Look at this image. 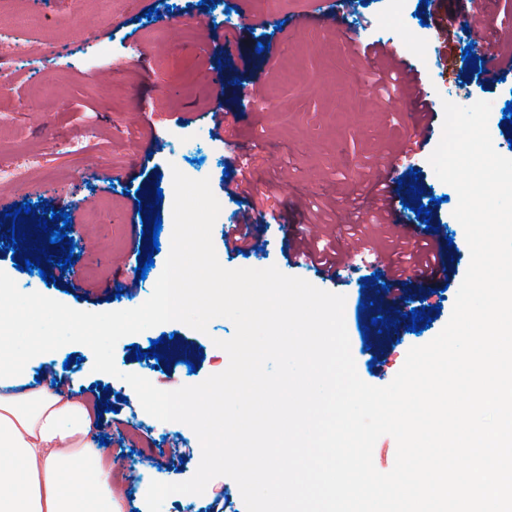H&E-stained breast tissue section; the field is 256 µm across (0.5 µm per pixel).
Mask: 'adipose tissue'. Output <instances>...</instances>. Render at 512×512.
<instances>
[{
	"instance_id": "adipose-tissue-1",
	"label": "adipose tissue",
	"mask_w": 512,
	"mask_h": 512,
	"mask_svg": "<svg viewBox=\"0 0 512 512\" xmlns=\"http://www.w3.org/2000/svg\"><path fill=\"white\" fill-rule=\"evenodd\" d=\"M0 331V512H124L77 390L24 386Z\"/></svg>"
}]
</instances>
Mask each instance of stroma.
Listing matches in <instances>:
<instances>
[{
  "instance_id": "stroma-1",
  "label": "stroma",
  "mask_w": 512,
  "mask_h": 512,
  "mask_svg": "<svg viewBox=\"0 0 512 512\" xmlns=\"http://www.w3.org/2000/svg\"><path fill=\"white\" fill-rule=\"evenodd\" d=\"M154 0H0V62L11 59L25 43L29 63L13 67L0 82V115L11 125L0 139V164L35 156L23 185L0 184V220L10 206L27 202L44 209H70L75 256L62 270L55 260L59 245L46 247L54 260L45 264L49 280L17 270L0 246V271L25 293L37 292L73 309L100 313L136 308L152 294L162 274L163 256L173 234V170L193 169L208 179L224 205L212 240L220 264L228 269L277 266L316 287L344 295V317L350 352L359 377L372 386L389 384L411 347L435 338L448 323L458 289L470 263L462 225L453 211L458 195L440 182L429 157L442 136L443 101L469 106L490 102L489 130L495 150L512 159V121L503 117L512 101V73L482 89L472 72L492 61L512 57V0H483L480 26L471 23L470 0H404L407 22L389 17L392 0H355L351 10L321 23L302 24L313 0H293L279 19L260 13L222 27L213 10L187 0L181 15L162 13L153 28L140 18ZM430 12L429 24L419 15ZM357 34L356 45L343 31ZM120 53L141 47L121 71L111 58L80 59L89 37ZM391 40L399 55L412 58L431 100L434 119L423 136V150L404 154L398 146L411 133V98L378 90L382 61L366 52L367 44ZM234 45L225 54V42ZM482 42L486 51L477 64L465 62L467 44ZM222 70L224 84L210 82ZM228 120L224 129L215 124ZM248 158L251 191L237 199L225 194L224 173L230 156ZM392 161L400 179L417 171V187L437 197L433 213L439 242H451L447 265L455 282L436 277L413 280L411 290L426 298L432 322L400 341H375L373 317L380 315L373 295L361 287L370 267L353 279L332 281L318 268L296 265L288 246L312 219L311 206L326 210L336 224L349 219L348 200L380 173L381 160ZM162 199H155L154 187ZM159 203L161 231H154L144 205ZM266 228L267 247L258 256L224 250V227L236 223L243 208ZM158 234L159 251L138 287L111 288L112 270H135L149 251V234ZM150 252V251H149ZM225 318L212 320L207 332L170 321L121 338L114 351L118 375L94 371V355L72 343L46 353L43 362H28L25 373L51 374L59 389L79 380L91 402L112 401L113 411L98 419L99 431L111 434L109 454L115 482L125 497V512H148L143 487L151 481H186L201 460L197 435L186 424L162 422L129 393L123 376L133 373L162 390L196 385L224 371L229 363L217 340L233 336ZM167 337V363L137 360L136 349ZM73 365H66L67 357ZM155 443L158 463L142 468L133 443ZM162 512H246L236 482L212 479L203 494H173Z\"/></svg>"
}]
</instances>
